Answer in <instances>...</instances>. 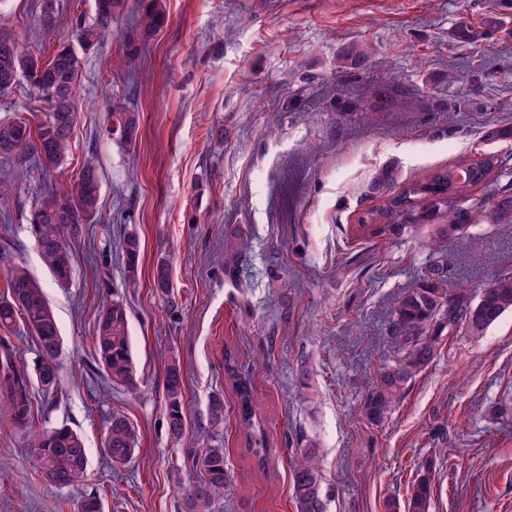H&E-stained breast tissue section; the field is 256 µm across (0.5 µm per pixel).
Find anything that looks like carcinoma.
Listing matches in <instances>:
<instances>
[{"label":"carcinoma","instance_id":"carcinoma-1","mask_svg":"<svg viewBox=\"0 0 512 512\" xmlns=\"http://www.w3.org/2000/svg\"><path fill=\"white\" fill-rule=\"evenodd\" d=\"M126 8V0H95V20L75 24L76 41L81 49L91 50L112 37V21ZM165 23L160 0H143V10L129 36L127 56L137 51V42L153 36ZM81 61L71 45H61L45 57L23 50L19 38L0 29V94L5 95L26 78L48 104L45 112L31 118L0 121V204L12 190L17 172L42 174L62 168L71 150L77 130L78 112L74 105ZM106 131L116 142L136 143L140 115L125 102L115 101ZM491 187L482 199L469 194L471 188ZM101 176L97 165L88 161L78 172L75 193H63L47 182L31 210L29 223L42 260L56 281L67 282L72 273L71 244L88 233L86 222L99 212ZM473 213L487 224H512V171L493 156L441 169L421 182H413L377 211L359 220V226L384 220L402 230L428 216L441 215L444 226L432 237L435 249L421 267L417 279L404 288L395 302L388 336L394 349L393 364L378 370L370 384L364 408L369 421L380 423L395 409L409 383L437 357L442 337L462 331L480 337L502 316L512 311V275H501L475 296L471 288L448 287V251L441 241L461 233L466 225L461 213ZM248 244L240 243L224 252V274L236 278L239 258ZM128 282L137 284L140 240L135 235L121 245ZM5 290L0 295V417L18 428H27L35 419L38 400L35 389L48 392L58 381V357L61 338L55 313L43 288L20 263L9 266L4 274ZM156 292L165 296L170 288L169 265L156 264L153 274ZM22 323L32 335L36 360L33 368L19 361L18 348L9 333ZM93 346L112 385L134 394L140 381L133 363L125 304L112 299L102 310ZM224 375L232 382L238 403L239 429L248 448L263 459L267 448L264 427L247 377L238 369L234 352L224 349ZM165 414L169 435L179 440L184 433V380L178 361L164 369ZM208 414L218 427L224 423V396L209 398ZM138 441L137 430L128 417L114 413L110 417L104 445L115 465L129 462ZM29 448L41 476L59 488L79 483L87 468V454L79 434L66 426L44 430L33 436ZM320 443L307 438L300 453L290 461L291 489L297 512H326L319 469ZM201 480L185 498V512H201L211 499L224 494L229 477L224 467V449L205 448L195 460ZM431 465L413 482L403 505L404 512H429L434 495Z\"/></svg>","mask_w":512,"mask_h":512}]
</instances>
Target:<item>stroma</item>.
Masks as SVG:
<instances>
[{
	"label": "stroma",
	"instance_id": "stroma-1",
	"mask_svg": "<svg viewBox=\"0 0 512 512\" xmlns=\"http://www.w3.org/2000/svg\"><path fill=\"white\" fill-rule=\"evenodd\" d=\"M164 26L145 44L127 100L141 116L135 145L102 129L116 86L105 70L124 53L141 8L112 24L111 39L81 53L77 131L53 182L74 191L94 160L102 211L74 243L69 282L57 285L29 229L40 190L20 175L0 205V274L22 262L45 289L60 336L59 384L39 396L35 428L62 424L87 448L84 481L58 489L38 474L30 437L0 418V512H75L99 496L104 512H182L200 473L195 456L222 444L229 488L206 512H296L289 457L303 438L321 444L328 512H388L404 504L432 462L431 512H512V312L479 340L458 332L409 384L380 424L364 401L392 345L396 297L411 283L439 225L402 232L359 218L433 172L493 155L512 168V0H160ZM94 0H0V28L48 55L74 40ZM52 28H44V17ZM496 20L485 28V20ZM469 22L481 35L456 41ZM369 45L358 68L342 57ZM456 81H449V72ZM507 130L504 138L496 130ZM390 184L380 183L382 173ZM446 240L448 283L480 291L512 273V224L472 218ZM141 243L139 286H125L123 236ZM250 250L236 279L224 250ZM172 288H153L158 258ZM126 306L141 391L112 388L92 348L98 314ZM235 349L267 432L258 462L236 424L224 376ZM184 374L185 431L170 437L163 368ZM224 396L214 434L211 395ZM139 430L132 459L112 466L103 448L112 413Z\"/></svg>",
	"mask_w": 512,
	"mask_h": 512
}]
</instances>
